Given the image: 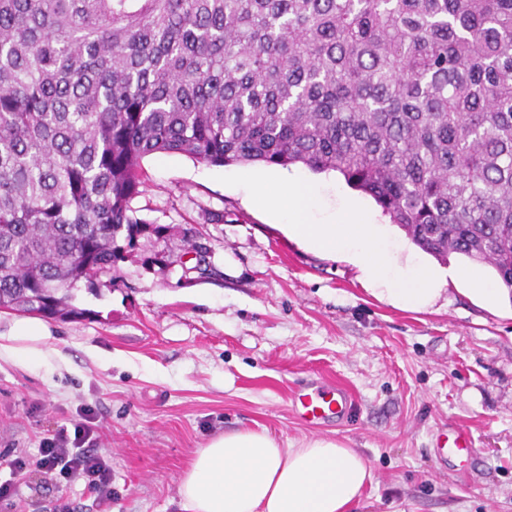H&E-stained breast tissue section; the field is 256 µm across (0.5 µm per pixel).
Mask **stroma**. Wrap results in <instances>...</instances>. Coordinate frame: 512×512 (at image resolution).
I'll return each mask as SVG.
<instances>
[{
    "instance_id": "obj_1",
    "label": "stroma",
    "mask_w": 512,
    "mask_h": 512,
    "mask_svg": "<svg viewBox=\"0 0 512 512\" xmlns=\"http://www.w3.org/2000/svg\"><path fill=\"white\" fill-rule=\"evenodd\" d=\"M262 169L146 157L132 206L151 232L94 290H77L85 318L48 320L38 367L0 358V474L86 408L112 467L110 508L82 484L34 474L25 512L54 501L180 512L194 452L262 427L283 445L330 437L359 449L373 472L363 512H512V302L491 310L452 289L424 312L392 307L354 266L290 239L245 188L219 181ZM309 378L347 387L355 417L296 419L290 394ZM453 424L480 455L466 472L432 456Z\"/></svg>"
}]
</instances>
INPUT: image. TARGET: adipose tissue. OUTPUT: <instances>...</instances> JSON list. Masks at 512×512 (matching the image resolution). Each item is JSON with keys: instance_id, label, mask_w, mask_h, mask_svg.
<instances>
[{"instance_id": "obj_1", "label": "adipose tissue", "mask_w": 512, "mask_h": 512, "mask_svg": "<svg viewBox=\"0 0 512 512\" xmlns=\"http://www.w3.org/2000/svg\"><path fill=\"white\" fill-rule=\"evenodd\" d=\"M47 327L16 320L0 357L40 363ZM372 469L362 453L333 438L280 447L266 430L239 429L199 449L179 485L183 512H357Z\"/></svg>"}]
</instances>
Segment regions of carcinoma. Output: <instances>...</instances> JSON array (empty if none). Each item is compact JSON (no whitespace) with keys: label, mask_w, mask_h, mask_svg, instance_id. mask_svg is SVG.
<instances>
[{"label":"carcinoma","mask_w":512,"mask_h":512,"mask_svg":"<svg viewBox=\"0 0 512 512\" xmlns=\"http://www.w3.org/2000/svg\"><path fill=\"white\" fill-rule=\"evenodd\" d=\"M156 153L334 171L512 289V0H0V311L86 315Z\"/></svg>","instance_id":"cac0c4a2"}]
</instances>
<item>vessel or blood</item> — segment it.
<instances>
[{
  "label": "vessel or blood",
  "instance_id": "b4317fda",
  "mask_svg": "<svg viewBox=\"0 0 512 512\" xmlns=\"http://www.w3.org/2000/svg\"><path fill=\"white\" fill-rule=\"evenodd\" d=\"M296 417L311 426L323 425L330 419H350L355 404L351 393L342 385L310 380L299 384L291 393ZM475 453L474 438L463 425L452 427L442 448L436 449L438 460H454L466 465Z\"/></svg>",
  "mask_w": 512,
  "mask_h": 512
}]
</instances>
